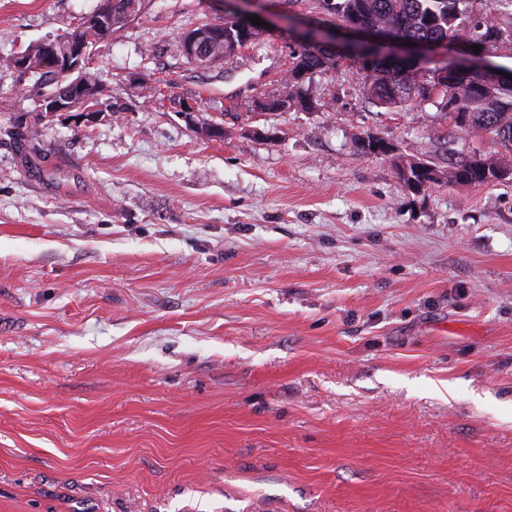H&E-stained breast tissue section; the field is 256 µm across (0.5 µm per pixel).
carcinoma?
<instances>
[{
	"mask_svg": "<svg viewBox=\"0 0 512 512\" xmlns=\"http://www.w3.org/2000/svg\"><path fill=\"white\" fill-rule=\"evenodd\" d=\"M477 0H330V11L340 21L356 20L362 24L389 29L405 37L439 44L462 38L473 45L490 47L508 41L512 43V29L499 27L493 18L494 6L504 3L512 6V0L485 2L477 9ZM138 8L139 0H101L99 7L91 13L99 17L103 26L97 27L81 22L67 33L69 37L93 42L122 26L131 14L126 5ZM238 24L228 19L216 24L213 35L206 46L209 60L225 59L233 55L228 47L239 40ZM20 55L34 59L33 67L21 71L35 79L34 85L42 86L50 81L53 90L60 88V79L53 59L42 55V43L35 42L25 47ZM293 61L300 63L308 76L334 68L329 57L321 51L299 49L292 54ZM360 71L368 99L386 108H403L408 102L418 99L432 100L426 83L415 80L414 74L399 78V68L376 56L360 61ZM304 81L295 79V70H288L285 95L295 98L302 110H315L313 98L303 90ZM438 109L448 116L451 130L442 136L445 152L451 156L448 169L442 170L431 161L405 160L396 156L399 174L407 188L419 192L431 183L443 179L458 184L480 186L491 182L511 181L512 173V87L492 74L480 77L476 74H458L450 77L446 91L440 95ZM482 129L493 135V140L504 150L498 155H460L455 149L456 131L459 129Z\"/></svg>",
	"mask_w": 512,
	"mask_h": 512,
	"instance_id": "1",
	"label": "carcinoma"
}]
</instances>
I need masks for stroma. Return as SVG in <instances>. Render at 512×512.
I'll return each instance as SVG.
<instances>
[{"label": "stroma", "mask_w": 512, "mask_h": 512, "mask_svg": "<svg viewBox=\"0 0 512 512\" xmlns=\"http://www.w3.org/2000/svg\"><path fill=\"white\" fill-rule=\"evenodd\" d=\"M99 4L0 0V512H512V182L409 191L356 137L448 122L353 62L257 111L324 0L204 70L222 0H140L43 111L11 58ZM57 44V42L46 41L45 52L55 58L61 83H64V86L59 92L42 100V109L46 112H68L76 107L79 100L84 101L83 107L85 108L87 103L95 100L93 97H86L88 95L85 82L89 89H98L96 75L89 67L90 50L83 80L80 67L82 59L85 58L87 53L85 45L71 38L64 44L63 53L60 55L56 49ZM85 111L93 112L96 110L88 107L85 108Z\"/></svg>", "instance_id": "stroma-1"}]
</instances>
